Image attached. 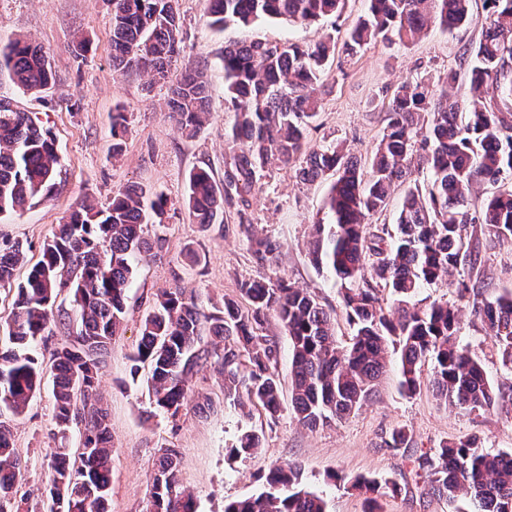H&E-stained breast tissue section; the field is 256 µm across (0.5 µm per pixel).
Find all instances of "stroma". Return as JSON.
Returning a JSON list of instances; mask_svg holds the SVG:
<instances>
[{"instance_id":"35a3bbf8","label":"stroma","mask_w":512,"mask_h":512,"mask_svg":"<svg viewBox=\"0 0 512 512\" xmlns=\"http://www.w3.org/2000/svg\"><path fill=\"white\" fill-rule=\"evenodd\" d=\"M181 53L163 80L130 71L114 73L111 61L112 9L107 0H0V48L19 38L41 46L49 57L55 83L44 93H29L0 68V98L15 109L38 117L54 137L59 157L56 187L49 199L35 202L16 215L0 217V239L27 242L28 259H37L43 241L62 223L75 203H104L132 184L163 191L168 199L163 216L164 242L135 262L121 332L112 339L101 365V392L112 419V499L110 512H147L148 487L160 449L181 453L178 478L191 493L198 512H224L227 501L258 492L270 468L299 465L308 490L324 497L330 512H366L362 495L334 483L332 473L395 480L400 491L381 500L379 512H470L468 498L448 501L432 494L418 475L414 458L435 452L441 441L474 436L491 452H512V415L498 406L488 411L452 408L440 401L428 381L431 364H424V382L415 394L400 387L397 362H390L376 396L342 421L310 429L282 409L276 420L259 410L243 413L225 404L224 377L208 364L190 380V400L178 416L150 405L145 374H131L144 317L162 290L175 286L195 296L205 311L239 299L242 281L262 275L238 224L236 207L226 208L224 221L209 228L192 223L184 206L188 174L203 167L216 179L235 147L224 131L234 119L224 103V47L237 40L314 45L327 37L344 38L367 10L366 0H347L339 20L290 26L265 20L243 28L227 25L214 31L204 0H177ZM473 22L448 32L430 25L415 42L392 46L369 44L357 54L330 60L317 121L307 140L317 147L343 142L351 156L365 161L385 126L387 106L399 83L412 78L438 82L458 68L463 49L481 37L486 12L483 0L472 2ZM86 39L85 56L75 57L78 39ZM204 69L211 116L194 139L188 140L168 117L169 89L186 66ZM126 112L123 152L112 154V114ZM328 183L301 181L294 168L273 167L250 196L246 212L258 236L279 246L276 271L307 289L336 316L337 338L348 342L352 331L341 303V283L314 266L311 226L325 220ZM483 298L512 292V242L475 228ZM413 304L447 302L460 310L461 344L481 359L496 391L512 398V368L501 355L471 301L444 284L420 288ZM53 396L43 387L27 413L13 423L14 446L22 462V489L31 497L44 491L51 472ZM410 433L409 448L395 451L383 440L397 428ZM255 430L261 446L251 456L233 458L229 450L247 430Z\"/></svg>"}]
</instances>
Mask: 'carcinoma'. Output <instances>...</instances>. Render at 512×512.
Instances as JSON below:
<instances>
[{"label": "carcinoma", "mask_w": 512, "mask_h": 512, "mask_svg": "<svg viewBox=\"0 0 512 512\" xmlns=\"http://www.w3.org/2000/svg\"><path fill=\"white\" fill-rule=\"evenodd\" d=\"M112 6V67L117 73L167 76L179 55L176 0H108ZM365 16L338 44L314 46L239 41L224 46L225 105L235 112L227 134L238 149L224 164V181L193 169L185 205L203 228L224 223V205L236 204L239 226L260 262L273 259L275 242L250 233L247 194L265 172L296 165L298 177L334 178L328 195L329 222L314 225V264L330 269L342 286V303L352 327L350 342H339L336 316L302 288L268 275L244 281L241 306L205 312L181 289L163 291L142 322L132 371L149 369L148 397L155 409L175 417L188 402L196 370L215 363L224 375V402L282 408L279 343L266 333L269 315L288 332L292 345L291 410L316 428L340 421L375 395L386 367L387 349H400V385L413 394L422 384L421 367L433 363L429 383L448 405L488 410L499 400L478 357L460 344L457 310L448 304L409 306L425 285L449 283L458 296H478L465 276L452 280L477 255L465 250L475 224L512 239V0H484L489 23L478 46L463 53V71H448L444 86L405 81L389 102L386 125L366 166L339 144L311 147L306 132L319 115L313 86L323 82L325 64L336 51L346 55L382 41H415L434 23L453 32L472 21L469 0H368ZM345 0H206L210 25L219 31L233 22L247 28L262 19L305 24L341 15ZM0 63L26 91L51 85L52 68L38 45L17 40L0 49ZM465 76L472 99L462 111L448 93ZM168 112L182 133L194 138L209 115L203 72L189 69L171 89ZM127 117L112 115V150H122ZM58 155L50 129L27 112L0 101V215L23 210L54 188ZM414 179L405 192L396 232L367 228V217L387 208L396 183ZM492 187L481 207L471 208L475 188ZM167 198L138 184L114 193L98 207L75 205L68 219L44 241L40 258L14 282L27 249L0 242V287L15 286L12 309L0 336V512H20L16 499L22 464L12 442L10 419L25 413L41 390L43 362L33 345L44 336L50 309L67 293L75 318L50 356L54 435L76 430L79 448H57L45 496L30 512H109L112 497V425L98 389L99 355L122 327L133 260L149 249L144 226L162 223ZM389 288L397 307L383 306L380 288ZM503 363L512 367V293L479 307ZM411 437L395 429L384 440L393 450ZM260 436L242 433L231 455H249ZM179 450L163 448L149 489L150 512H197L194 498L177 478ZM417 471L432 493L464 495L471 512H512V453H491L474 438H450L437 456L416 457ZM296 466L273 467L263 490L228 502L224 512H327L323 497L305 489ZM351 487L377 504L399 491L388 479L358 478Z\"/></svg>", "instance_id": "1"}]
</instances>
